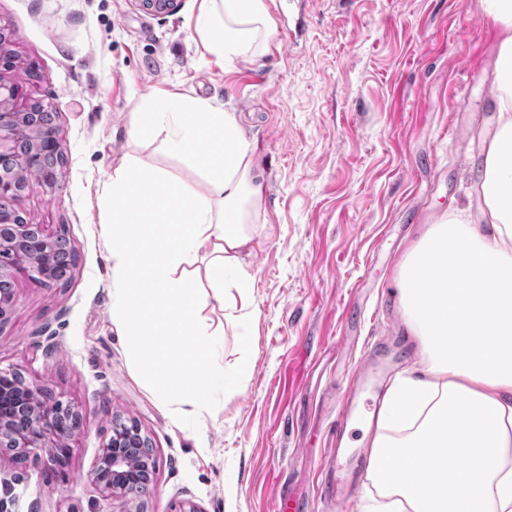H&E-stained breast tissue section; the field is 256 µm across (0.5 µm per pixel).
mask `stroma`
Here are the masks:
<instances>
[{"mask_svg":"<svg viewBox=\"0 0 512 512\" xmlns=\"http://www.w3.org/2000/svg\"><path fill=\"white\" fill-rule=\"evenodd\" d=\"M199 4L156 16L139 0H0L12 36L0 74L50 107L65 148L62 190L33 186L14 208L74 252L60 287L16 275L0 368L81 416L64 467L0 454L7 512H108L88 474L113 424L129 420L158 461L132 512H273L282 494L304 512H356V500L339 507L320 492L351 377L403 322L389 293L404 252L444 213L478 208L479 134L497 123L496 25L480 0H267L270 53L224 63L189 27ZM162 91L236 115L267 220L245 258L248 339L218 304L202 311L224 329L223 365L245 359L249 373L200 416L174 412L141 379L112 322L100 232V198L124 155L208 191L191 160L131 136V112Z\"/></svg>","mask_w":512,"mask_h":512,"instance_id":"obj_1","label":"stroma"}]
</instances>
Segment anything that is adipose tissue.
<instances>
[{"label":"adipose tissue","mask_w":512,"mask_h":512,"mask_svg":"<svg viewBox=\"0 0 512 512\" xmlns=\"http://www.w3.org/2000/svg\"><path fill=\"white\" fill-rule=\"evenodd\" d=\"M481 7L499 28V119L479 189L488 229L464 211L442 215L401 263L398 302L420 358L376 413L360 512H512V0ZM190 26L219 60L249 57L256 33L263 49L274 40L264 0H201ZM131 127L133 138L191 158L209 192L131 156L115 168L101 226L112 247V321L155 394L199 413L249 369L215 363L217 331L200 309L215 302L247 330L254 279L244 256L265 231L262 190L233 113L163 94L132 113ZM135 248L152 256L139 276L130 272ZM202 252L205 294L190 269ZM204 360L208 371L196 377Z\"/></svg>","instance_id":"obj_1"}]
</instances>
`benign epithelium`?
Wrapping results in <instances>:
<instances>
[{"label":"benign epithelium","instance_id":"benign-epithelium-1","mask_svg":"<svg viewBox=\"0 0 512 512\" xmlns=\"http://www.w3.org/2000/svg\"><path fill=\"white\" fill-rule=\"evenodd\" d=\"M157 16L172 14L178 0H139ZM64 159V146L52 113L40 100H25L15 79L0 75V327L10 318L17 301L15 274L27 273L48 288L61 282L68 243L41 224L21 219L14 202L35 182L60 189L53 161ZM80 424V414L52 398L49 389L28 382L19 373L0 369V447L13 451L19 461L41 458L65 463L67 441ZM148 440L132 421L112 428L89 472L91 484L112 503L127 504L153 481L155 467L146 458Z\"/></svg>","mask_w":512,"mask_h":512}]
</instances>
